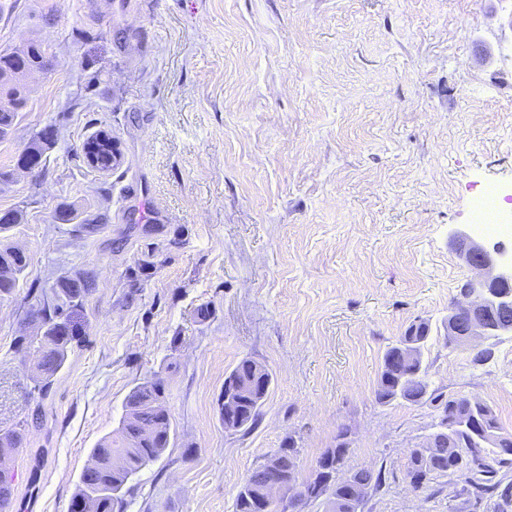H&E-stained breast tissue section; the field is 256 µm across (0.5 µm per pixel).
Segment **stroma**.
I'll return each mask as SVG.
<instances>
[{"label":"stroma","instance_id":"35a3bbf8","mask_svg":"<svg viewBox=\"0 0 512 512\" xmlns=\"http://www.w3.org/2000/svg\"><path fill=\"white\" fill-rule=\"evenodd\" d=\"M48 66L0 141V239L28 267L0 299V426L15 512H69L89 452L137 384H166L172 439L124 512H234L248 474L296 441L298 476L346 438L343 472L382 471L361 512H493L464 477L413 489L408 455L437 401L476 398L512 433V336L491 360L448 346L470 276L456 229L486 187L512 205V0H0V52ZM53 129L42 162L19 154ZM106 130L121 164L90 167ZM145 183L168 221H119ZM66 276L95 285L48 390L15 351ZM432 400L378 403L383 356L414 321ZM272 384L259 422L224 429L241 360Z\"/></svg>","mask_w":512,"mask_h":512}]
</instances>
